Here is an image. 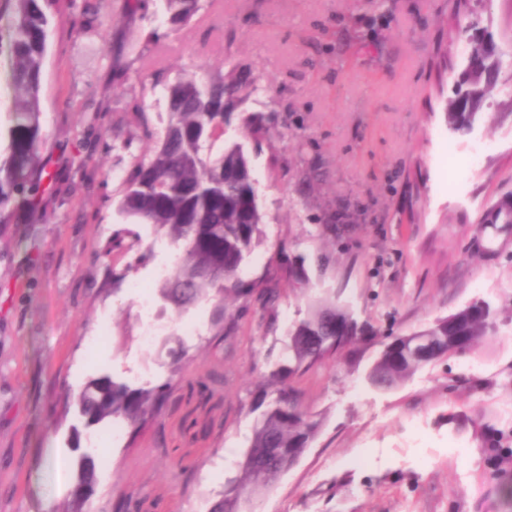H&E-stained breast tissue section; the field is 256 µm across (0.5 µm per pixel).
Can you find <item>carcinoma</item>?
Here are the masks:
<instances>
[{
    "instance_id": "obj_1",
    "label": "carcinoma",
    "mask_w": 512,
    "mask_h": 512,
    "mask_svg": "<svg viewBox=\"0 0 512 512\" xmlns=\"http://www.w3.org/2000/svg\"><path fill=\"white\" fill-rule=\"evenodd\" d=\"M162 2L168 23L176 30L203 8L202 0ZM0 8L12 14L0 52L9 58L14 90L8 144L0 154L2 211L17 198L30 205L39 202L40 183L35 175L42 144L40 96L55 16L77 20L81 54L96 53L100 4L95 0H0ZM465 84L464 93L448 103V124L455 128L472 124L474 110L492 86L475 72L466 73ZM237 90V65L231 57L225 60L224 73L216 77L202 81L187 71L165 86L167 120L160 139L152 150L132 157L125 172L119 214L152 225L177 249L159 280L162 316L169 310L182 315L204 298L224 310L230 297L246 302L255 297L268 307L279 299L272 285L276 274L248 283L240 277L244 260L263 236L249 154L236 141L213 154L215 144L224 140V125L231 117L224 98ZM106 109L143 112L144 90L131 86ZM226 166L238 170L235 181H224ZM492 325V307L476 301L414 332L429 342L425 353L405 344V334L388 336L380 342L381 349L365 374L366 383L376 390L391 389L421 368L469 350L488 335ZM376 338L373 327L358 321L347 307L327 298L312 306L309 316L288 335L285 364L262 376L250 407L252 412L260 411L250 444L237 474L227 481L224 495L213 503L211 512H248L257 496L274 487L272 468L277 461L290 454L302 455L317 437L320 422L300 406L288 379ZM160 396L158 388H132L99 378L77 391L74 401L89 423L118 419L136 433L159 414ZM481 427L491 433L484 448L487 460L494 464L512 460V431L487 423ZM95 479V467L79 468L64 512H86V499L79 498V492Z\"/></svg>"
}]
</instances>
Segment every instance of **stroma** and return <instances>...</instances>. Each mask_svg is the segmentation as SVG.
I'll list each match as a JSON object with an SVG mask.
<instances>
[{"instance_id": "1", "label": "stroma", "mask_w": 512, "mask_h": 512, "mask_svg": "<svg viewBox=\"0 0 512 512\" xmlns=\"http://www.w3.org/2000/svg\"><path fill=\"white\" fill-rule=\"evenodd\" d=\"M144 3L128 15L104 0L103 51L88 67L71 22L50 31L42 158L55 180L37 208L10 205L0 221V512H60L84 455L97 464L87 512H209L249 444L260 370L281 363L289 331L326 292L382 337L478 300L495 323L466 353L387 391L364 380L374 345L293 377L321 428L257 512H512L479 429L448 421L512 426V0H470L464 12L461 43L493 38L500 69L462 130L418 93L434 81L459 0H204L177 32L159 0ZM229 56L268 86L238 93L224 135L250 155L263 214L241 277L301 257L309 281L280 278L273 312L251 302L232 342H218L217 310L203 300L164 315V335L143 347L128 284L155 283L166 241L118 213L124 171L165 125L154 82L191 66L209 78ZM132 84L148 88L144 113L99 111ZM249 120L260 141L247 139ZM477 139L498 143L482 168H449V150ZM136 235L133 250L107 251ZM180 320L197 335H182ZM104 376L170 390L137 439L92 448L99 426L65 401Z\"/></svg>"}]
</instances>
